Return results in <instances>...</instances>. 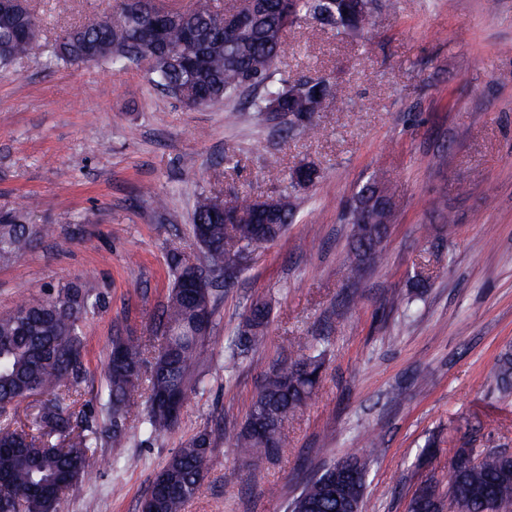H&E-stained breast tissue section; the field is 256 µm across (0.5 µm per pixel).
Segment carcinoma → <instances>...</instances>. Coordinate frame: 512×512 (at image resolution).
<instances>
[{
  "instance_id": "cac0c4a2",
  "label": "carcinoma",
  "mask_w": 512,
  "mask_h": 512,
  "mask_svg": "<svg viewBox=\"0 0 512 512\" xmlns=\"http://www.w3.org/2000/svg\"><path fill=\"white\" fill-rule=\"evenodd\" d=\"M22 8L0 14V68L30 55L39 38L37 18L29 0ZM246 8L258 18L234 37L224 33V11L214 0H194L182 13L160 16L153 0H123L112 21H99L69 28L58 36L54 61L90 64L110 61L122 64L138 59L137 42L142 28L160 18L165 23V44L153 54L151 82L188 109L242 99L248 106L227 111L229 123L239 112H267V98L280 103L288 114V128L304 129L314 93L324 102L336 94V86L324 78L290 81L274 79L271 59L281 55L288 28L310 17L324 26L347 31L344 14L362 23L374 17L379 0H250ZM279 220L295 217L292 196L278 194ZM209 196L197 200L192 233L203 249L198 263H191L175 250L169 258L173 286L166 304L155 319V345L142 336L112 337L110 358L104 369V419L97 429L78 426L76 396L84 379V336L86 321L104 307L96 287L79 279L58 286L47 299L23 301L0 314V487L13 498L15 512H57L60 498L73 486L90 482V459L105 435L119 445L126 437L124 421L141 398L148 409L141 419L146 433L162 436L180 427L173 417L154 404L161 393L188 391L200 384L197 371L204 341L210 334L218 293L216 289L188 294L181 288L193 269L207 271L214 279L224 274V218L213 212ZM224 209L250 214L253 200L231 196ZM49 224H26L13 211L0 212V261H11L32 253L51 237ZM382 232L366 238L352 237L353 269L361 273L378 260ZM270 311L267 305L249 306L238 341L229 347V358L240 359L265 342ZM325 351L307 343L298 345L295 356L275 366L264 378L252 400L238 437V454L252 461L282 448L279 424L306 406L319 388ZM495 379L503 390H512V356L498 363ZM39 398V408L27 427L11 424L17 406ZM212 454V430L203 428L186 440L155 474L143 507L152 512H182L207 477ZM331 465L310 478L292 501L303 508L307 500H320L318 512H340L334 500L321 498L322 482L335 473ZM451 495L466 505L467 512H485L490 503L512 502V462L498 453H487L480 464L454 472L448 479Z\"/></svg>"
}]
</instances>
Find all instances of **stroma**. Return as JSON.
Wrapping results in <instances>:
<instances>
[{"mask_svg": "<svg viewBox=\"0 0 512 512\" xmlns=\"http://www.w3.org/2000/svg\"><path fill=\"white\" fill-rule=\"evenodd\" d=\"M119 2L33 0L37 51L0 70V211L55 227L25 258L0 262V313L58 282L99 287L107 304L84 327L80 389L94 422L113 336H151L170 252L200 255L198 197L275 194L302 165L319 176L296 190L285 233L225 283L180 428L148 436L134 407L124 442L98 449L95 482L66 492L58 512H140L156 472L205 426L212 467L183 512H284L310 474L349 455L368 460L365 512H408L428 480L447 499L457 449H512V392L494 377L512 353V0H393L354 37L301 20L279 71L337 86L301 131L279 115L230 124L224 106L187 109L150 84L143 61L52 63L63 30ZM373 180L394 210L379 261L358 279L349 208ZM424 268L430 281L414 288ZM256 298L271 309L267 343L230 360ZM319 339L323 381L289 417L281 451L241 458L237 438L265 375L296 342ZM129 457L139 467L126 468Z\"/></svg>", "mask_w": 512, "mask_h": 512, "instance_id": "stroma-1", "label": "stroma"}]
</instances>
